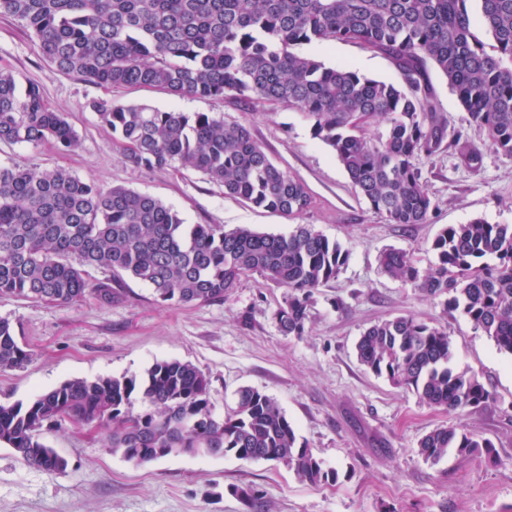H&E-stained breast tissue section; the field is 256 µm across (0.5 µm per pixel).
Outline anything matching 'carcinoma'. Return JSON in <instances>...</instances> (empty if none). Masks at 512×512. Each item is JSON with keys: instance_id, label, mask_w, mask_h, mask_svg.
Returning a JSON list of instances; mask_svg holds the SVG:
<instances>
[{"instance_id": "carcinoma-1", "label": "carcinoma", "mask_w": 512, "mask_h": 512, "mask_svg": "<svg viewBox=\"0 0 512 512\" xmlns=\"http://www.w3.org/2000/svg\"><path fill=\"white\" fill-rule=\"evenodd\" d=\"M0 14L17 19L60 71L102 87L231 94L300 108L313 138L331 148L390 224H424L432 210L416 160L441 145L447 122L429 67L447 79L489 147L512 158V0H0ZM336 41L385 55L402 82L328 67L297 51ZM92 108L134 167L179 163L224 194L287 217L312 203L306 185L277 166L244 123L103 99ZM380 123L384 133L369 135ZM0 142H47L69 152L78 139L37 85L21 94L15 76L0 70ZM432 249L435 266L423 274L397 249L383 252L379 267L425 294L448 295L449 311H461L512 354V224L447 225ZM347 260L339 243L305 224L287 235L187 224L172 206L129 188L104 190L63 168L0 166V295L45 303L91 296L110 305L114 286L127 277L157 301L185 306L220 301L243 276L259 273L288 289L274 319L282 333L299 336L313 291ZM91 269L112 277L93 280ZM356 352L361 365L431 407L456 411L490 399L476 376L452 365L448 331L412 315L371 325ZM30 360L12 321L0 318V370ZM65 421L108 429L112 453L139 465L165 458L160 448H194L275 462L313 485L338 481L273 398L245 387L218 415L209 378L187 361H156L139 375L66 380L27 403L0 401V444L32 467L63 471L67 460L42 434ZM450 449L489 459L495 452L489 439L452 425L426 434L418 453L435 463Z\"/></svg>"}]
</instances>
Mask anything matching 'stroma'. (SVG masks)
Listing matches in <instances>:
<instances>
[{
    "label": "stroma",
    "mask_w": 512,
    "mask_h": 512,
    "mask_svg": "<svg viewBox=\"0 0 512 512\" xmlns=\"http://www.w3.org/2000/svg\"><path fill=\"white\" fill-rule=\"evenodd\" d=\"M304 51L329 66L401 80L387 57L356 44L313 43ZM0 69L12 71L19 88L38 85L78 136L77 148L67 153L47 143H0V166L61 167L104 188L122 185L174 206L190 224H247L284 235L307 224L349 252L339 275L314 290L300 336L283 334L274 319L286 289L257 273L242 278L224 300L190 306L157 302L130 279L109 306L91 297L56 304L0 295V317L15 323L32 353L24 368L0 372V401L25 403L73 378L188 361L209 376L217 411L233 406L244 386L274 398L299 439L336 468V485L314 486L284 466L232 456L179 455L137 465L113 454L105 431L90 435L65 423L43 434L66 458L63 472L29 466L0 446V512H253L232 494L235 486L260 497L264 512H512V355L464 315L448 311L445 296L425 295L379 268L380 255L394 248L427 270L436 262L432 242L447 225L476 218L512 224V158L488 147L484 129L437 69L429 77L448 132L435 153L417 161L433 209L427 223L410 225L388 223L371 208L298 108L243 104L231 95L107 89L59 71L39 55L21 23L3 14ZM100 99L247 123L272 161L306 184L311 207L292 219L225 195L190 167L149 171L126 164L122 144L91 108ZM459 139L480 149L477 166L460 162ZM406 315L447 329L455 368L475 375L493 401L456 413L432 408L361 365L355 344L364 329ZM455 424L489 438L497 462L453 451L436 463L418 455L424 435Z\"/></svg>",
    "instance_id": "obj_1"
}]
</instances>
